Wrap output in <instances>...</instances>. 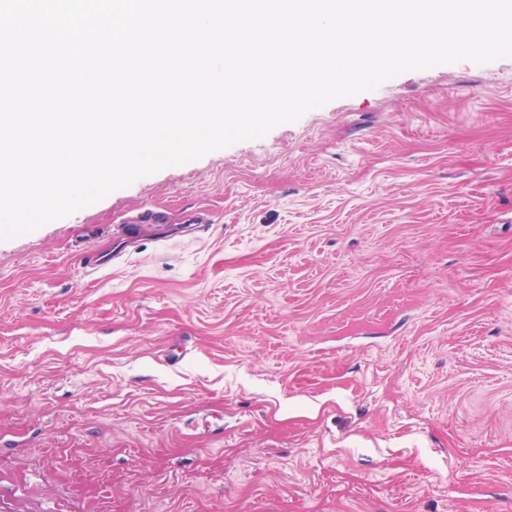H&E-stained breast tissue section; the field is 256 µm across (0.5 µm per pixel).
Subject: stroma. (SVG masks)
<instances>
[{
    "label": "stroma",
    "mask_w": 512,
    "mask_h": 512,
    "mask_svg": "<svg viewBox=\"0 0 512 512\" xmlns=\"http://www.w3.org/2000/svg\"><path fill=\"white\" fill-rule=\"evenodd\" d=\"M0 512H512V57L0 241Z\"/></svg>",
    "instance_id": "35a3bbf8"
}]
</instances>
